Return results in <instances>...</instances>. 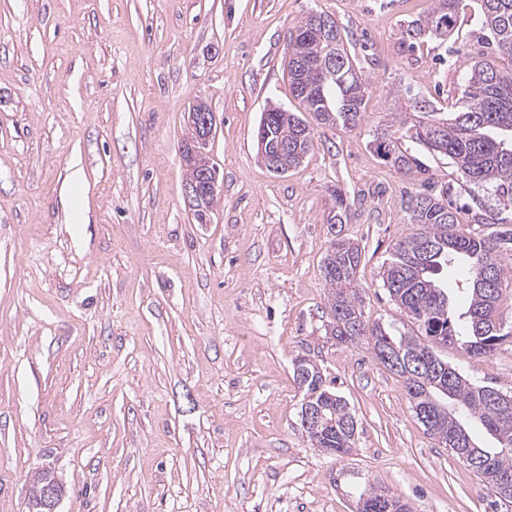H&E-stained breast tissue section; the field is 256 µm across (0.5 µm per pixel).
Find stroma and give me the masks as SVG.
Returning <instances> with one entry per match:
<instances>
[{
  "instance_id": "1",
  "label": "stroma",
  "mask_w": 512,
  "mask_h": 512,
  "mask_svg": "<svg viewBox=\"0 0 512 512\" xmlns=\"http://www.w3.org/2000/svg\"><path fill=\"white\" fill-rule=\"evenodd\" d=\"M431 0H0V512H28L52 467L59 512H357L385 490L412 512H512L415 419L403 380L370 345L327 333L321 261L334 236L362 249L366 320L413 332L381 272L417 232L402 207L422 178L479 223L443 155L403 139L424 172L370 146L416 101L454 118L486 47L473 0L448 40L409 43ZM330 15L368 81L361 128L315 126L278 175L258 154L268 104L297 111L287 37ZM216 114L217 198H185V114ZM346 199L338 224L336 194ZM316 361L358 421L355 446L313 448L298 357ZM442 358L512 392V343Z\"/></svg>"
}]
</instances>
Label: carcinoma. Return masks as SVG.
Masks as SVG:
<instances>
[{"label":"carcinoma","instance_id":"1","mask_svg":"<svg viewBox=\"0 0 512 512\" xmlns=\"http://www.w3.org/2000/svg\"><path fill=\"white\" fill-rule=\"evenodd\" d=\"M462 0H433L424 18L412 24L410 37L446 39L457 25ZM492 55L512 61V0H473ZM319 14L310 13L289 33L286 68L291 94L302 72L295 61L336 59V77L318 82L313 96L314 118L320 125L342 123L356 129L365 118L366 82L348 53L341 32L336 39L306 38L317 27ZM468 106L451 121L418 122L392 117L376 132L373 149L399 172L421 167L420 160L403 151L404 138L448 157L460 179L493 197L495 206L512 208V157L500 156L502 128H512V68L491 59L474 62L467 75ZM264 131L288 143V166L296 167L313 147L314 133L294 112H270L261 120ZM410 223L421 229L399 239L384 266L381 280L390 300L412 320L417 331L394 336L378 323L370 324L361 309L357 277L360 246L344 238L331 241L322 259L321 273L331 313V335L343 344L365 341L375 352L400 360L389 369L403 378L414 417L417 410L431 419L426 431L437 437L481 481L498 488L499 477H512V407L504 410L492 399L494 388L478 386L438 356V349L458 346L474 356H490L507 339L512 325L499 318L502 302L504 254L512 251V230L496 235L457 230V209L448 200V189L423 181L408 195ZM467 263L462 290L463 307L455 306L443 275L448 267ZM294 376L310 403L324 408L325 421L307 434L316 448H332L341 457L355 444L357 420L319 366L306 358L294 363ZM477 417L498 443L482 448L462 421L463 414Z\"/></svg>","mask_w":512,"mask_h":512}]
</instances>
